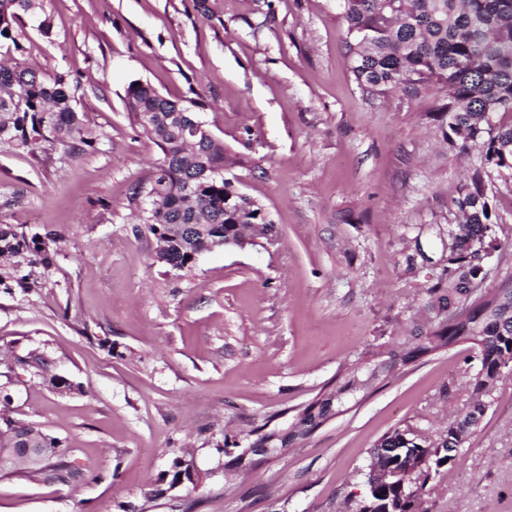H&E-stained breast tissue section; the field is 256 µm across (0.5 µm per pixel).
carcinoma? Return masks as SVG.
<instances>
[{"label":"carcinoma","instance_id":"obj_1","mask_svg":"<svg viewBox=\"0 0 512 512\" xmlns=\"http://www.w3.org/2000/svg\"><path fill=\"white\" fill-rule=\"evenodd\" d=\"M346 22L351 73L369 96L402 88L411 97L434 88L427 118L437 122L448 149L479 154L470 180L454 206L461 219L448 225V266L424 289L422 323L408 336L373 343L340 374L336 389L317 394L298 413L288 433L258 435L237 464L252 469L265 455L257 448H284L313 434L357 396L394 371L461 342L473 345L464 391L469 403L434 430L418 423L394 427L374 443L370 467L360 470L365 495L350 500L351 512H427L432 478L451 470L477 429L500 378L512 371V286L485 287V255L505 258L497 233V182L512 186V0H338ZM41 0H0V43L19 47L23 17L36 16ZM63 77L44 80L38 69L0 61V143L37 156L62 150L70 156L95 147L99 134L87 127ZM129 117L160 152L148 191L146 230L159 242L154 262L188 273L197 257L233 237L239 224H265L261 205L224 180V143L192 130L202 97L174 100L133 81L126 90ZM59 239L28 235L0 224V288L25 292L44 286L35 268L49 269ZM54 448L37 471L43 479L69 483L80 476L62 441L36 425L0 412V450Z\"/></svg>","mask_w":512,"mask_h":512}]
</instances>
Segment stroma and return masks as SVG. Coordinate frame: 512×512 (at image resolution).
I'll return each instance as SVG.
<instances>
[{"label": "stroma", "mask_w": 512, "mask_h": 512, "mask_svg": "<svg viewBox=\"0 0 512 512\" xmlns=\"http://www.w3.org/2000/svg\"><path fill=\"white\" fill-rule=\"evenodd\" d=\"M42 5L50 35L26 24L0 59L64 77L100 139L73 157L0 145V224L62 238L45 288L0 290V390L81 476L0 473V512H344L386 431L463 411L467 343L346 401L252 475L231 469L224 437L245 448L262 425L288 428L366 346L405 333L447 264L469 157L447 150L422 99H367L337 0ZM134 80L202 95L235 160L227 178L263 205L278 244L215 248L186 274L154 264L141 218L158 149L128 118ZM497 210L506 261L492 289L512 276V190ZM31 353L43 368L21 365ZM178 457L195 481L173 489L163 476ZM425 507L512 512V373Z\"/></svg>", "instance_id": "obj_1"}]
</instances>
